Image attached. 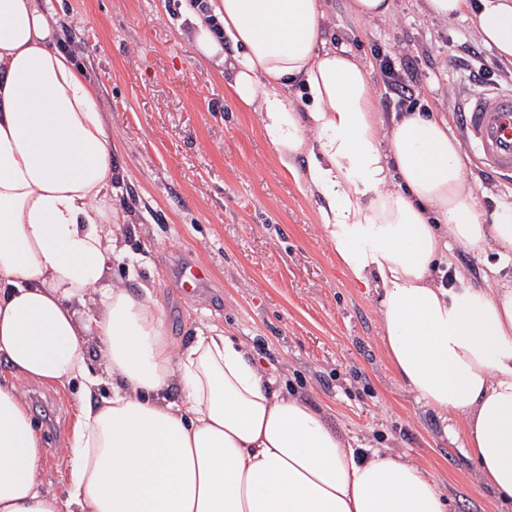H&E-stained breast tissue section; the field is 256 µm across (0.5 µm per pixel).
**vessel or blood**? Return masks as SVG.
I'll list each match as a JSON object with an SVG mask.
<instances>
[{"label": "vessel or blood", "mask_w": 512, "mask_h": 512, "mask_svg": "<svg viewBox=\"0 0 512 512\" xmlns=\"http://www.w3.org/2000/svg\"><path fill=\"white\" fill-rule=\"evenodd\" d=\"M460 129L484 170L512 181V87L478 90L459 114Z\"/></svg>", "instance_id": "b4317fda"}]
</instances>
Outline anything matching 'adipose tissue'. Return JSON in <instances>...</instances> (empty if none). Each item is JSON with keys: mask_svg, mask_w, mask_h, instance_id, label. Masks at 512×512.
<instances>
[{"mask_svg": "<svg viewBox=\"0 0 512 512\" xmlns=\"http://www.w3.org/2000/svg\"><path fill=\"white\" fill-rule=\"evenodd\" d=\"M210 2L186 12L197 50L226 66L286 170L305 157L337 262L379 295L398 379L512 502V278L458 272L447 288L440 270L455 243L512 261V206L479 211L447 122L383 127L361 63L323 45L322 0ZM425 9L470 13L512 62V0ZM296 82L303 112L284 93ZM98 98L42 0H0V512H449L426 467L342 438L223 328L172 341L151 284L113 277L124 171ZM24 380L75 389L66 495L41 479Z\"/></svg>", "mask_w": 512, "mask_h": 512, "instance_id": "obj_1", "label": "adipose tissue"}]
</instances>
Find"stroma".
Returning a JSON list of instances; mask_svg holds the SVG:
<instances>
[{
    "label": "stroma",
    "mask_w": 512,
    "mask_h": 512,
    "mask_svg": "<svg viewBox=\"0 0 512 512\" xmlns=\"http://www.w3.org/2000/svg\"><path fill=\"white\" fill-rule=\"evenodd\" d=\"M48 8L99 84L114 160L126 171L118 203L132 216L121 227L130 256L115 272L134 285L152 279L170 338L224 326L248 342L258 365L275 366L289 391L321 407L338 433L430 466L451 512H502L460 442L397 380L374 289L351 282L321 224L320 200L280 163L258 113L236 107L223 69L200 58L181 0H49ZM323 9L327 46L359 58L382 121L394 110L383 52L416 81L410 108L447 121L455 134L477 87L471 68L484 67L486 86H512V64L482 44L469 19L431 17L423 0H393L390 16L371 21L354 18L347 0H323ZM462 150L483 214L512 203V185L483 170L470 145ZM449 261L480 287L498 257L457 247ZM194 264L208 277L188 296L180 275ZM22 388L42 434L41 478L64 493L72 390L36 381Z\"/></svg>",
    "instance_id": "35a3bbf8"
}]
</instances>
